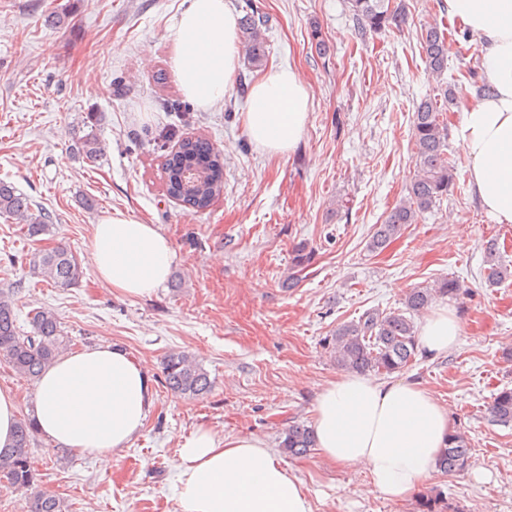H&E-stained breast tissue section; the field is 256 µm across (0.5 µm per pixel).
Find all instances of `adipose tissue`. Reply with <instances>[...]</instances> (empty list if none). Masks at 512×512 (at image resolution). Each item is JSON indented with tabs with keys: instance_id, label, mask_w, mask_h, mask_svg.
<instances>
[{
	"instance_id": "ef3b65f1",
	"label": "adipose tissue",
	"mask_w": 512,
	"mask_h": 512,
	"mask_svg": "<svg viewBox=\"0 0 512 512\" xmlns=\"http://www.w3.org/2000/svg\"><path fill=\"white\" fill-rule=\"evenodd\" d=\"M447 2L479 46L487 88L463 107L469 184L493 220L512 224V0ZM169 37L184 94L203 108L222 101L239 62L238 19L227 0H189ZM310 107L303 74L273 66L251 88L245 125L256 146L284 155L301 138ZM89 247L98 277L129 297L153 295L175 258L155 225L117 210L95 224ZM460 335L455 313L441 305L423 319L418 342L443 355ZM34 398L46 441L101 460L142 431L153 406L148 372L109 343L61 356L36 382ZM312 428L327 461L365 470L367 493L403 501L432 477L452 417L419 385L346 372L319 391ZM175 468L181 512H312L302 480L253 435L220 439L198 429L183 440Z\"/></svg>"
}]
</instances>
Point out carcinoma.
Returning a JSON list of instances; mask_svg holds the SVG:
<instances>
[{
    "mask_svg": "<svg viewBox=\"0 0 512 512\" xmlns=\"http://www.w3.org/2000/svg\"><path fill=\"white\" fill-rule=\"evenodd\" d=\"M392 0H348L350 10L361 33L380 31L391 25L405 23L403 9L391 7ZM266 19L249 15L242 24L243 43L249 51L253 66L264 61L261 27ZM421 54L429 73L439 77L448 69V43L445 30L438 23H430L421 30ZM414 172L408 195L377 225L370 242V250L384 249L400 237L406 227L419 222L422 214L448 195L455 181V162L446 153L448 125L437 100L425 99L416 107L412 121ZM78 156L95 164L103 156L105 146L95 129H90L75 142ZM166 191L182 206L200 212L208 209L224 192V158L212 141L204 136L181 140L178 150L166 161ZM0 217L20 225L30 240L48 231L52 214L33 210L27 196L9 182L0 180ZM313 253L297 247L282 281L285 288L298 286L302 272L311 262ZM486 279L494 285L512 277V269L502 263L499 244L490 239L485 245ZM29 265L45 282L60 288L79 284L82 269L72 253L61 246L37 249L31 253ZM460 293L459 284L450 278L431 286L414 288L404 299L403 307L380 311L371 309L357 319L336 328L325 339L336 364L344 370L359 373L393 374L415 361L418 339L415 315L428 309L437 299ZM30 331L24 332L17 324L14 295L0 290V358L21 376L35 381L41 372L62 356L70 346L67 336L54 312L38 307L29 311ZM164 383L174 394L194 398L208 393L212 381L202 363L185 351H171L163 360ZM491 422L512 427V389L494 394L488 407ZM36 434L33 419L18 418L12 449L0 452V480L12 488L29 490L36 482V473L30 462L29 448ZM281 447L290 456L307 455L315 447L310 427L292 422L284 432ZM472 442L466 434L455 431L443 448L437 462L439 471L453 474L463 470L471 458ZM27 512H66L59 497L36 492L27 498ZM419 512H460L445 501L443 494L426 495L419 501Z\"/></svg>",
    "mask_w": 512,
    "mask_h": 512,
    "instance_id": "cac0c4a2",
    "label": "carcinoma"
}]
</instances>
